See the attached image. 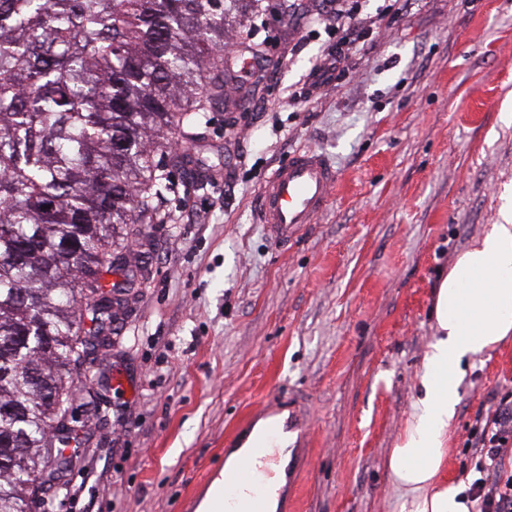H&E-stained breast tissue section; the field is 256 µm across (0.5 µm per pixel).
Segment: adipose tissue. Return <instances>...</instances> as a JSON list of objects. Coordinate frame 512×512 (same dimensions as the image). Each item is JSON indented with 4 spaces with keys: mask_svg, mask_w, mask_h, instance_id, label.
Here are the masks:
<instances>
[{
    "mask_svg": "<svg viewBox=\"0 0 512 512\" xmlns=\"http://www.w3.org/2000/svg\"><path fill=\"white\" fill-rule=\"evenodd\" d=\"M438 332L425 357L422 396L389 458L411 512H471L462 485L441 481L465 359L512 339V212L491 225L442 274L433 307Z\"/></svg>",
    "mask_w": 512,
    "mask_h": 512,
    "instance_id": "obj_1",
    "label": "adipose tissue"
}]
</instances>
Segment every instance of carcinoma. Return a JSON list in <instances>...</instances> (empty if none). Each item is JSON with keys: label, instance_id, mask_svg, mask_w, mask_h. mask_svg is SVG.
I'll use <instances>...</instances> for the list:
<instances>
[{"label": "carcinoma", "instance_id": "cac0c4a2", "mask_svg": "<svg viewBox=\"0 0 512 512\" xmlns=\"http://www.w3.org/2000/svg\"><path fill=\"white\" fill-rule=\"evenodd\" d=\"M0 0V512H49L73 372L121 292L115 250L148 235L173 135L224 96L228 4ZM90 327H85V320Z\"/></svg>", "mask_w": 512, "mask_h": 512}]
</instances>
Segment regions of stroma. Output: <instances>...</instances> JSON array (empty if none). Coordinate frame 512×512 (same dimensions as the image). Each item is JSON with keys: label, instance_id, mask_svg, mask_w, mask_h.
I'll return each mask as SVG.
<instances>
[{"label": "stroma", "instance_id": "35a3bbf8", "mask_svg": "<svg viewBox=\"0 0 512 512\" xmlns=\"http://www.w3.org/2000/svg\"><path fill=\"white\" fill-rule=\"evenodd\" d=\"M364 42L331 0H256L225 58L264 42L263 73L224 79L192 129L207 161L168 167L109 341L67 422L80 436L56 512H185L224 438L269 394L304 393L314 443L297 512H409L387 460L420 396L440 275L512 204V0H361ZM315 149L339 181L281 251L254 221L279 162ZM123 370L131 390L112 387ZM446 479L475 477L471 433L512 393V340L464 362Z\"/></svg>", "mask_w": 512, "mask_h": 512}]
</instances>
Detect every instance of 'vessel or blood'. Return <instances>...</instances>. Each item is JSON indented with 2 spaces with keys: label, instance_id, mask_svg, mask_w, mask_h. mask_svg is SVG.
Instances as JSON below:
<instances>
[{
  "label": "vessel or blood",
  "instance_id": "obj_1",
  "mask_svg": "<svg viewBox=\"0 0 512 512\" xmlns=\"http://www.w3.org/2000/svg\"><path fill=\"white\" fill-rule=\"evenodd\" d=\"M339 176L323 154L300 150L279 165L266 182L257 211L273 245H291L325 209ZM309 404L299 393H275L253 407L224 441L231 458L209 480L198 512H288L296 497L313 441Z\"/></svg>",
  "mask_w": 512,
  "mask_h": 512
}]
</instances>
